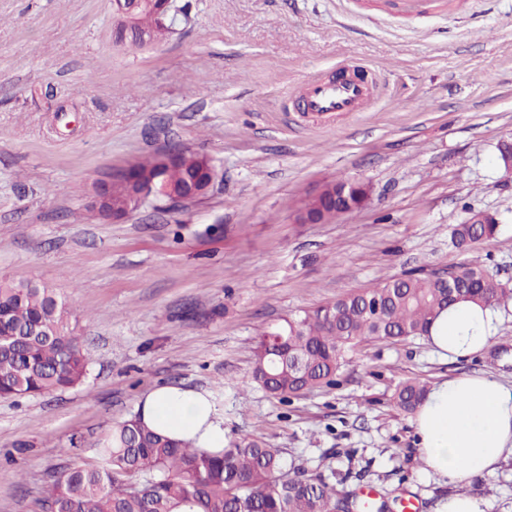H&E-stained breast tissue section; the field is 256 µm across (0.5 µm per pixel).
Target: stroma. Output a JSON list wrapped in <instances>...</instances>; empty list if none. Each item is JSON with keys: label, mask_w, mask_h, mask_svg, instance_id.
<instances>
[{"label": "stroma", "mask_w": 512, "mask_h": 512, "mask_svg": "<svg viewBox=\"0 0 512 512\" xmlns=\"http://www.w3.org/2000/svg\"><path fill=\"white\" fill-rule=\"evenodd\" d=\"M160 45H116L112 0H0V279L47 283L69 304L88 375L0 400V512H39L62 463L93 450L164 384L207 392L227 440L254 437L343 496L378 491L436 512L454 489L422 472L399 386L486 374L512 382V303L493 344L450 360L425 338L359 347L335 385L283 402L253 382L262 331L351 292L470 260L512 284V0L406 13L394 0H176ZM470 68H463L462 60ZM345 61L382 90L366 111H288L292 91ZM179 143L219 177L201 199L110 223L96 182ZM367 203L300 223L325 185ZM499 221L467 252L471 211ZM464 494L512 512V460Z\"/></svg>", "instance_id": "stroma-1"}]
</instances>
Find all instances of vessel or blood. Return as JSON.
<instances>
[{"label":"vessel or blood","mask_w":512,"mask_h":512,"mask_svg":"<svg viewBox=\"0 0 512 512\" xmlns=\"http://www.w3.org/2000/svg\"><path fill=\"white\" fill-rule=\"evenodd\" d=\"M378 88L375 72L359 66H342L336 75L312 77L293 109L317 116L357 112L374 99Z\"/></svg>","instance_id":"1"}]
</instances>
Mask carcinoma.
Returning a JSON list of instances; mask_svg holds the SVG:
<instances>
[{"label": "carcinoma", "mask_w": 512, "mask_h": 512, "mask_svg": "<svg viewBox=\"0 0 512 512\" xmlns=\"http://www.w3.org/2000/svg\"><path fill=\"white\" fill-rule=\"evenodd\" d=\"M139 173L158 172L178 183L179 166L160 169L155 156L136 163ZM344 195L321 201L324 219L362 207L354 184L336 182ZM498 223L482 212L452 230L454 246L470 250L495 236ZM454 290L427 275L391 278L265 331L254 350L252 377L286 401L334 382L348 355L368 340L416 338L428 333L449 306L474 301L492 310L512 299V288L489 269L460 266ZM71 311L56 290L34 282L0 280V399L34 396L84 381L88 361ZM427 393L408 380L396 405L413 412ZM93 465L69 463L39 500L40 512H336L362 510L343 500L320 474H309L265 442L243 437L218 451L176 443L133 415L116 424L96 448Z\"/></svg>", "instance_id": "1"}]
</instances>
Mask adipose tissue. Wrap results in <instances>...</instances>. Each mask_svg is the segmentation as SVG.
Returning a JSON list of instances; mask_svg holds the SVG:
<instances>
[{"mask_svg":"<svg viewBox=\"0 0 512 512\" xmlns=\"http://www.w3.org/2000/svg\"><path fill=\"white\" fill-rule=\"evenodd\" d=\"M498 322L496 312L461 303L435 320L427 341L447 359L476 355L489 347ZM136 413L147 426L195 447L217 450L226 443L224 420L203 391L162 385L139 399ZM414 428L423 472L458 488L439 512H485L482 499L459 488L512 459V383L484 375L436 382Z\"/></svg>","mask_w":512,"mask_h":512,"instance_id":"1","label":"adipose tissue"}]
</instances>
